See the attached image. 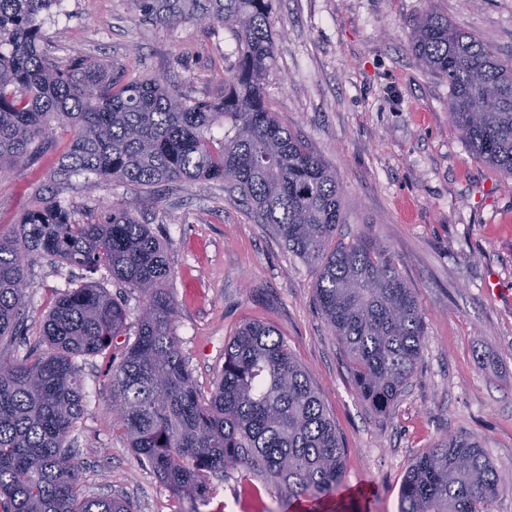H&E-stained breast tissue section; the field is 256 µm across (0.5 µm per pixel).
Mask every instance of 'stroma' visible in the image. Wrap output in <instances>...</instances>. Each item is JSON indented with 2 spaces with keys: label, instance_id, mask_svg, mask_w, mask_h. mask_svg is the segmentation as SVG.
Wrapping results in <instances>:
<instances>
[{
  "label": "stroma",
  "instance_id": "obj_1",
  "mask_svg": "<svg viewBox=\"0 0 512 512\" xmlns=\"http://www.w3.org/2000/svg\"><path fill=\"white\" fill-rule=\"evenodd\" d=\"M435 11L512 61V0H274L275 62L264 93L280 124L335 171L345 194L341 239L370 233L389 246L424 316L417 373L383 414L359 396L348 361L314 300L315 271L258 223L223 183L199 180L142 193L124 181L72 176L64 199L77 222L100 203L139 202L137 216L167 250L176 337L198 389L210 394L238 327H275L336 422L345 477L331 512H398L411 461L464 430L512 477V176L479 159L448 116V83L421 68L412 21ZM60 61L81 56L214 98L236 62L232 31L184 20L153 23L136 0H63L42 25ZM70 135L57 131L33 163L0 176V230L30 209ZM78 269L34 258L22 300L25 331L1 350L43 347L42 324ZM498 284L488 293V280ZM108 355L78 358L84 411L68 442L89 498L128 499L134 512H291L243 470L212 477L192 508L175 498L112 425Z\"/></svg>",
  "mask_w": 512,
  "mask_h": 512
}]
</instances>
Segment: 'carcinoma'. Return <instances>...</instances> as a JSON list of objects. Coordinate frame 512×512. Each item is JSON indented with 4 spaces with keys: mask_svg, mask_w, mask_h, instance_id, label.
Here are the masks:
<instances>
[{
    "mask_svg": "<svg viewBox=\"0 0 512 512\" xmlns=\"http://www.w3.org/2000/svg\"><path fill=\"white\" fill-rule=\"evenodd\" d=\"M60 0H0V174L28 163L57 128L72 134L49 198L0 232V340L21 335L27 263L39 255L137 292L135 340L110 370L112 419L177 498L206 504V474L243 468L308 512L336 496L344 453L305 368L274 327L242 324L224 348L209 396L175 337L177 304L162 242L131 202L72 218L60 194L74 175L143 189L177 180L224 183L289 251L318 268L315 300L349 359L363 401L383 413L411 382L425 330L413 288L387 245L336 240L347 223L336 172L271 111L263 86L275 60L271 0H136L161 23L220 22L236 39L224 95L190 99L157 78L105 71L42 47L43 16ZM430 74L448 80V115L475 154L512 176V63L445 16L425 12L410 35ZM127 310L99 283L57 293L46 349L0 356V512H133L120 498L86 499L67 438L83 410L77 358L107 351ZM505 478L478 438L457 432L410 463L399 512H490Z\"/></svg>",
    "mask_w": 512,
    "mask_h": 512,
    "instance_id": "obj_1",
    "label": "carcinoma"
}]
</instances>
